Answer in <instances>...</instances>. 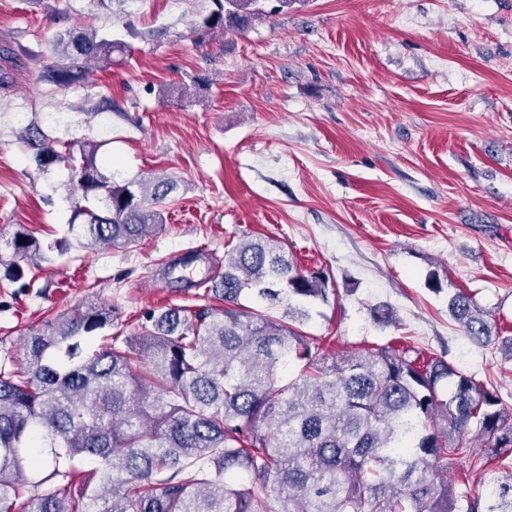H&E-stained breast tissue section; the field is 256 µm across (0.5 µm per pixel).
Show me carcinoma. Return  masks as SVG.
I'll use <instances>...</instances> for the list:
<instances>
[{
  "label": "carcinoma",
  "mask_w": 512,
  "mask_h": 512,
  "mask_svg": "<svg viewBox=\"0 0 512 512\" xmlns=\"http://www.w3.org/2000/svg\"><path fill=\"white\" fill-rule=\"evenodd\" d=\"M193 33H244L259 0H210ZM133 47L91 27L56 36L44 81L84 85ZM20 140L39 170L66 162L82 191L70 218L89 249L132 247L166 223L174 181L121 179L97 164L101 144L50 137L34 118ZM14 256L44 258L28 230ZM323 271L304 273L281 242L242 235L204 304L147 315L139 332L93 345L112 310L63 314L22 339L24 364L0 372V512H512V467L486 497L454 493L448 461L475 440L512 456V414L494 389L421 352L381 346L330 367L300 327L307 302H329ZM285 306L282 316L269 309ZM448 311L468 340L499 339L472 298ZM301 367L284 384L283 368ZM99 483L72 490L77 464ZM53 484L45 492L42 486Z\"/></svg>",
  "instance_id": "obj_1"
}]
</instances>
